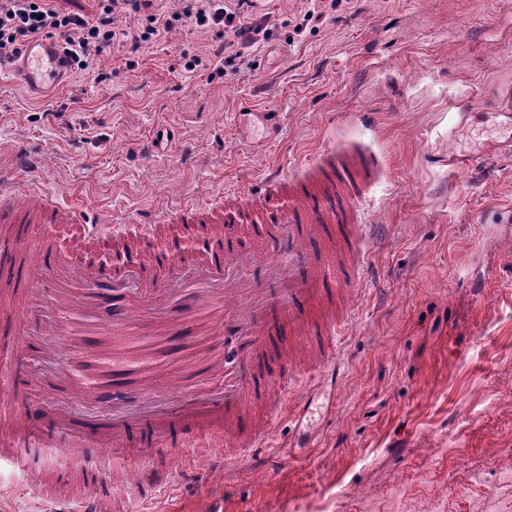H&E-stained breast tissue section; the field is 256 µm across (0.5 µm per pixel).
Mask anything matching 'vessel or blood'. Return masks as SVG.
Listing matches in <instances>:
<instances>
[{
    "mask_svg": "<svg viewBox=\"0 0 512 512\" xmlns=\"http://www.w3.org/2000/svg\"><path fill=\"white\" fill-rule=\"evenodd\" d=\"M67 72L55 42L29 44L16 65V83L37 94L64 80ZM349 164L328 155L314 167L316 180L331 183L346 176ZM263 203L266 219L249 249L226 246L223 252L191 261L192 273L172 287L167 272L182 263L170 251L159 256L154 275L112 276L108 267L69 259L53 237L31 238L28 224H80V205H63L52 197L22 190L10 173H0V264L25 255L27 272L18 282L28 302L50 300L78 323L81 340L72 343L60 330L50 333V351L60 368L39 386L66 398L91 403V417L79 418L57 407L17 401L9 432L0 435V458L23 463L25 449H48L70 459L88 449L123 461L120 478L131 488L157 487L168 479L148 463L153 449L184 448L209 443L215 435L233 440L239 455L260 446L282 404L275 382L291 368L276 352L283 333L306 337L318 355L317 370L337 379V338L341 325L329 316L337 289L358 287L363 263L340 269L297 264L282 269L268 264L265 285L246 279L245 271L280 245L303 256L305 241L326 237L328 224L353 207L349 198L320 197L311 183L285 179L264 182L246 193H230L210 202L180 206L167 216L170 224H208L224 236V212ZM162 226H110L115 244L129 234L158 236ZM49 280L51 289L40 288ZM210 308L220 326V346L187 362L180 376L157 371L140 381V342L164 330L181 335L194 315Z\"/></svg>",
    "mask_w": 512,
    "mask_h": 512,
    "instance_id": "vessel-or-blood-1",
    "label": "vessel or blood"
}]
</instances>
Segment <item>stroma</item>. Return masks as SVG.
<instances>
[{
    "label": "stroma",
    "mask_w": 512,
    "mask_h": 512,
    "mask_svg": "<svg viewBox=\"0 0 512 512\" xmlns=\"http://www.w3.org/2000/svg\"><path fill=\"white\" fill-rule=\"evenodd\" d=\"M320 20L299 26L301 9ZM271 39L237 69L214 72L220 29L175 26L134 67L112 49L96 82L31 95L0 69V169L25 190L116 224H149L183 202L243 190L277 174L307 176L334 149L371 158L355 182L350 223L364 241L363 286L344 295L343 375L322 390L309 422L292 406L319 378L291 369L275 385L283 406L262 447L223 449L209 478L192 475L191 448H160L171 471L153 500L115 488L120 512H487L512 503V155L452 171L448 155L484 141L503 86H512V0H260ZM200 58L194 72L186 60ZM280 115L275 136L241 131L242 112ZM174 137L155 153L158 128ZM40 345L0 372L18 394L54 371ZM312 432L301 448L302 431ZM111 472L113 461L63 460L35 450L0 461V512H84L37 481L49 469Z\"/></svg>",
    "instance_id": "obj_1"
}]
</instances>
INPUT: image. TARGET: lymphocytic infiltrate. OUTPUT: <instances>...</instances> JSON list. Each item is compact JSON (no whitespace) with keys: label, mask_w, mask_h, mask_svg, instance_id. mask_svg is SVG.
<instances>
[{"label":"lymphocytic infiltrate","mask_w":512,"mask_h":512,"mask_svg":"<svg viewBox=\"0 0 512 512\" xmlns=\"http://www.w3.org/2000/svg\"><path fill=\"white\" fill-rule=\"evenodd\" d=\"M162 0H99L93 17L64 11L58 0H0V67L14 64L21 48L34 39L61 36L59 50L69 68L89 70L97 82L112 75L97 65L105 47L118 48L125 65H133L147 44L175 25L199 29L224 28L240 44L253 46L268 39L264 22H248L255 0H177L176 8L164 12ZM146 18L143 27L134 26Z\"/></svg>","instance_id":"1"}]
</instances>
